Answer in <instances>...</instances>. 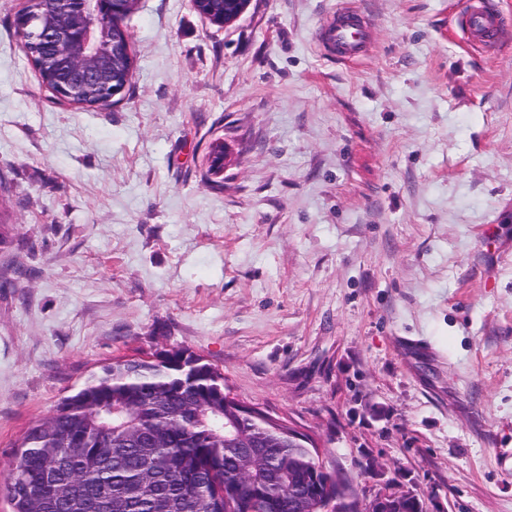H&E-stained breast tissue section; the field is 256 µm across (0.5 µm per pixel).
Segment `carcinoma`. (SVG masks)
Instances as JSON below:
<instances>
[{"mask_svg": "<svg viewBox=\"0 0 512 512\" xmlns=\"http://www.w3.org/2000/svg\"><path fill=\"white\" fill-rule=\"evenodd\" d=\"M249 0H208L233 21ZM27 60L52 90L65 75L39 68L48 45L26 40ZM135 55H121L115 84L130 91ZM96 90L66 103L93 107ZM224 374L184 347L101 367L34 421L16 442L0 486L12 512H326L336 480L317 452L284 428L235 413ZM380 512H423L394 494Z\"/></svg>", "mask_w": 512, "mask_h": 512, "instance_id": "cac0c4a2", "label": "carcinoma"}]
</instances>
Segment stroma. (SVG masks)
<instances>
[{
  "mask_svg": "<svg viewBox=\"0 0 512 512\" xmlns=\"http://www.w3.org/2000/svg\"><path fill=\"white\" fill-rule=\"evenodd\" d=\"M24 2L0 0V482L102 365L183 346L355 488L512 512V0L494 52L466 0H357L355 64L318 42L339 0L223 27L140 0L107 108L41 84Z\"/></svg>",
  "mask_w": 512,
  "mask_h": 512,
  "instance_id": "obj_1",
  "label": "stroma"
}]
</instances>
